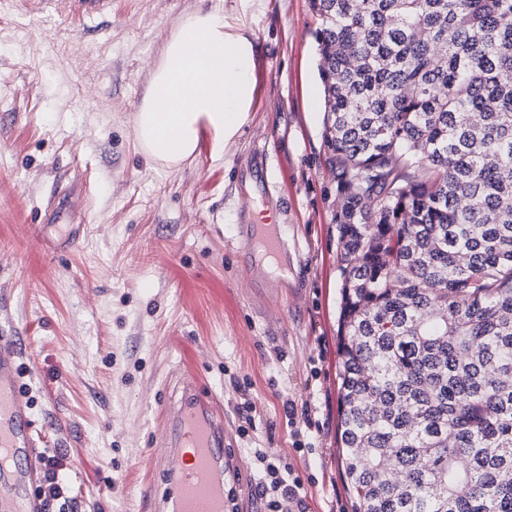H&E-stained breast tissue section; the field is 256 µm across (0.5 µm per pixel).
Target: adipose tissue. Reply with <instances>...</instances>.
<instances>
[{"mask_svg": "<svg viewBox=\"0 0 512 512\" xmlns=\"http://www.w3.org/2000/svg\"><path fill=\"white\" fill-rule=\"evenodd\" d=\"M254 43L241 25L211 11L188 16L171 35L136 117L137 140L173 167L194 155L202 134L212 152L238 138L254 98Z\"/></svg>", "mask_w": 512, "mask_h": 512, "instance_id": "obj_1", "label": "adipose tissue"}]
</instances>
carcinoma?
Here are the masks:
<instances>
[{"instance_id":"carcinoma-1","label":"carcinoma","mask_w":512,"mask_h":512,"mask_svg":"<svg viewBox=\"0 0 512 512\" xmlns=\"http://www.w3.org/2000/svg\"><path fill=\"white\" fill-rule=\"evenodd\" d=\"M352 512H512V0H311Z\"/></svg>"}]
</instances>
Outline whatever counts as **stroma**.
Returning a JSON list of instances; mask_svg holds the SVG:
<instances>
[{
	"mask_svg": "<svg viewBox=\"0 0 512 512\" xmlns=\"http://www.w3.org/2000/svg\"><path fill=\"white\" fill-rule=\"evenodd\" d=\"M199 10L251 35L254 102L221 156L206 135L168 168L140 148L135 115ZM314 30L309 0H112L85 20L0 0V336L29 350L32 418L74 512H143L159 412L184 373L222 407L228 456L247 466L225 476L233 512H264L258 449L301 480L305 512H352ZM268 210L284 275L238 256L240 213Z\"/></svg>",
	"mask_w": 512,
	"mask_h": 512,
	"instance_id": "35a3bbf8",
	"label": "stroma"
}]
</instances>
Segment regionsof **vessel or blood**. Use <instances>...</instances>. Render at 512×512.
I'll list each match as a JSON object with an SVG mask.
<instances>
[{"label": "vessel or blood", "instance_id": "1", "mask_svg": "<svg viewBox=\"0 0 512 512\" xmlns=\"http://www.w3.org/2000/svg\"><path fill=\"white\" fill-rule=\"evenodd\" d=\"M92 18L106 13L111 0H50ZM242 260L278 261L286 243L278 227H238ZM20 343L0 338V512H44L42 499L29 495L42 473L31 403L23 383ZM177 396L164 412L166 426L155 439V470L163 488L151 495L147 512H229L224 483V416L198 390L193 376H181Z\"/></svg>", "mask_w": 512, "mask_h": 512}]
</instances>
